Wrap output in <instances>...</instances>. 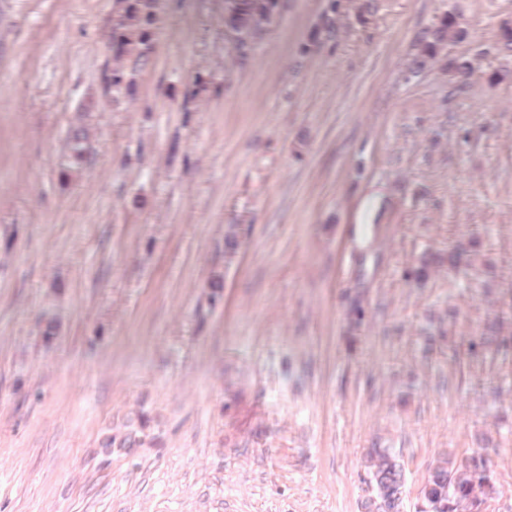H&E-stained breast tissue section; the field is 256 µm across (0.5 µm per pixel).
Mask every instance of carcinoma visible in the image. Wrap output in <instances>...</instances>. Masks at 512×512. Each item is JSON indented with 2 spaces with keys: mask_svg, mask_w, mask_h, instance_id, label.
Instances as JSON below:
<instances>
[{
  "mask_svg": "<svg viewBox=\"0 0 512 512\" xmlns=\"http://www.w3.org/2000/svg\"><path fill=\"white\" fill-rule=\"evenodd\" d=\"M277 0H230L224 15V27L235 35L236 49L247 55L250 40L270 22ZM148 4L136 0L130 5L127 19L136 25L149 24L152 13L144 11ZM468 34L458 17L445 13L430 34L422 41L413 55L410 66L423 70L438 61L440 49L450 43L466 41ZM504 344L494 328L470 344L473 354L497 351ZM146 427V419L139 418L138 425L129 427L122 434L108 436L101 444V453L112 455L115 448H135L141 439L138 432ZM370 496L361 503L362 512H373L372 499L385 504L378 512H401L405 492V472L402 451L376 446L368 449L364 461ZM488 460L481 454L457 456L440 453L428 470L421 486L415 512H485L487 503L499 496L494 472L484 473Z\"/></svg>",
  "mask_w": 512,
  "mask_h": 512,
  "instance_id": "carcinoma-1",
  "label": "carcinoma"
}]
</instances>
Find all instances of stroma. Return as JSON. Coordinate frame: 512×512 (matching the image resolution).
Returning a JSON list of instances; mask_svg holds the SVG:
<instances>
[{
	"mask_svg": "<svg viewBox=\"0 0 512 512\" xmlns=\"http://www.w3.org/2000/svg\"><path fill=\"white\" fill-rule=\"evenodd\" d=\"M131 2L0 0V512H361L376 443L403 512L477 450L512 512V0H277L244 58L227 0ZM468 32L461 26L458 17L446 12L422 41L418 51L413 55L410 66L415 70H423L438 61L440 49L446 44H457L466 41ZM146 419L145 417H140L138 425L133 427L134 424L129 425V429L125 431L123 434H113L112 436H108L104 439L101 444V453L104 456H111L114 448H135L137 447L141 439L137 435L138 432L143 431L146 427Z\"/></svg>",
	"mask_w": 512,
	"mask_h": 512,
	"instance_id": "1",
	"label": "stroma"
}]
</instances>
